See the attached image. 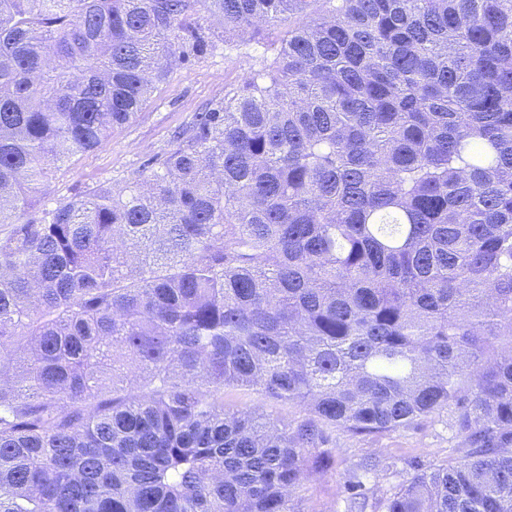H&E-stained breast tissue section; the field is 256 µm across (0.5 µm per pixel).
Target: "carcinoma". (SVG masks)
<instances>
[{
    "label": "carcinoma",
    "mask_w": 512,
    "mask_h": 512,
    "mask_svg": "<svg viewBox=\"0 0 512 512\" xmlns=\"http://www.w3.org/2000/svg\"><path fill=\"white\" fill-rule=\"evenodd\" d=\"M201 4L247 75L39 207L206 52ZM2 224L0 512H304L330 430L448 416L463 457L373 502L364 458L352 512H512V0H0ZM224 405L226 409L246 411L259 408L265 414L277 415L284 418V422L299 421L304 413L297 407L288 406L280 402L262 399L254 391L244 388H228L224 390Z\"/></svg>",
    "instance_id": "carcinoma-1"
}]
</instances>
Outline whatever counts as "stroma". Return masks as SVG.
I'll list each match as a JSON object with an SVG mask.
<instances>
[{"label":"stroma","mask_w":512,"mask_h":512,"mask_svg":"<svg viewBox=\"0 0 512 512\" xmlns=\"http://www.w3.org/2000/svg\"><path fill=\"white\" fill-rule=\"evenodd\" d=\"M198 17L211 37V48L175 68L136 121L112 130L106 145L60 166L40 199L42 205L50 207L59 199L83 196L102 185L128 182L142 169L145 160L169 149L174 131L185 126L194 113L223 99L225 88L238 83L253 57L262 53V46L256 44L244 52L229 49L224 30L215 18L203 9ZM224 405L240 411L257 408L288 422L303 416L299 408L261 398L244 388L225 389ZM332 437L336 443V466L326 477L306 483V512H346L347 471L362 457L379 454L395 462L394 468L381 473L376 481L374 491L380 496L410 478L413 463L443 464L458 458L462 448L460 437L433 419L415 429L378 436L355 437L336 430Z\"/></svg>","instance_id":"1"}]
</instances>
